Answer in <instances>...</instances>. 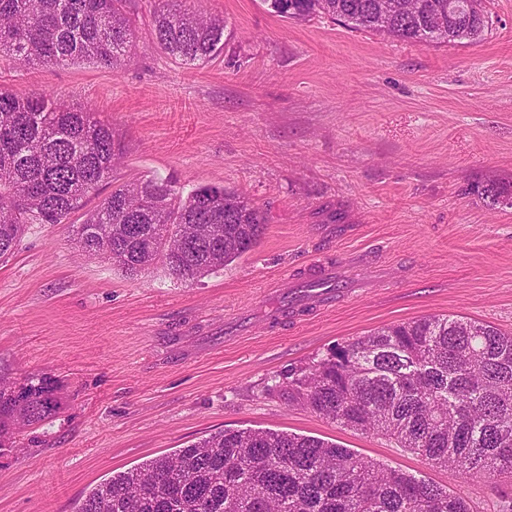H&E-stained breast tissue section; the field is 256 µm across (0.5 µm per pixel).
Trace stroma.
I'll use <instances>...</instances> for the list:
<instances>
[{
	"instance_id": "35a3bbf8",
	"label": "stroma",
	"mask_w": 512,
	"mask_h": 512,
	"mask_svg": "<svg viewBox=\"0 0 512 512\" xmlns=\"http://www.w3.org/2000/svg\"><path fill=\"white\" fill-rule=\"evenodd\" d=\"M224 19V50L181 64L155 43L153 0L117 69L0 57V89L92 107L125 145L112 184L224 185L266 211L251 252L187 282L127 276L66 225L30 224L0 258V365L42 372L59 414L0 452V512H73L114 473L220 430L314 436L499 512L500 492L388 439L340 427L278 390L297 367L428 315L512 332V0H486L475 43L384 40L264 0H186ZM357 259L366 285L327 309L272 318L283 275Z\"/></svg>"
}]
</instances>
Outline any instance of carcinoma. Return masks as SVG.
I'll return each instance as SVG.
<instances>
[{"label": "carcinoma", "mask_w": 512, "mask_h": 512, "mask_svg": "<svg viewBox=\"0 0 512 512\" xmlns=\"http://www.w3.org/2000/svg\"><path fill=\"white\" fill-rule=\"evenodd\" d=\"M127 0H0V55L54 69L120 66L135 29ZM276 15H324L385 39L425 46L481 40L482 0H402L385 26L380 0H263ZM156 44L185 65H203L224 46V20L155 0ZM124 145L86 108L45 92L0 91V257L27 224H67L88 255L117 254L133 276L159 263L176 280L224 268L261 241L267 215L236 190L172 180L112 186L82 223L84 209L112 177ZM337 425L382 436L436 467L512 487V334L462 317L430 315L387 325L300 367L280 390ZM61 409L51 377L19 382L0 370V448L24 426ZM75 512H471L466 500L399 469L385 468L323 439L263 429L224 430L100 483Z\"/></svg>", "instance_id": "carcinoma-1"}]
</instances>
